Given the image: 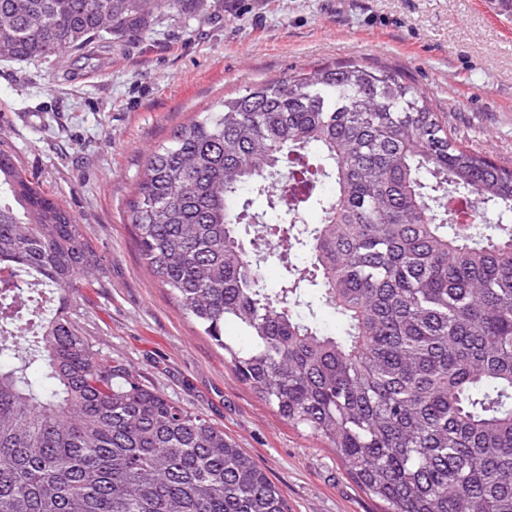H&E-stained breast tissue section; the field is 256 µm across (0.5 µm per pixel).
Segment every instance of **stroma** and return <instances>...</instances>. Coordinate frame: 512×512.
Masks as SVG:
<instances>
[{"instance_id":"35a3bbf8","label":"stroma","mask_w":512,"mask_h":512,"mask_svg":"<svg viewBox=\"0 0 512 512\" xmlns=\"http://www.w3.org/2000/svg\"><path fill=\"white\" fill-rule=\"evenodd\" d=\"M385 65L459 136L512 165V8L503 0H218L159 14L100 59L0 61V140L81 224L100 285L71 305L96 349L201 412L255 460L289 512H380L326 444L289 426L145 268L126 211L148 153L195 113L299 68Z\"/></svg>"}]
</instances>
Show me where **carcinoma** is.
Listing matches in <instances>:
<instances>
[{"mask_svg":"<svg viewBox=\"0 0 512 512\" xmlns=\"http://www.w3.org/2000/svg\"><path fill=\"white\" fill-rule=\"evenodd\" d=\"M206 5L0 0V61L142 38L158 14ZM311 210L319 223L301 227ZM127 223L239 380L383 512H512V167L465 144L424 91L357 63L250 86L148 154ZM99 267L0 142V512H288L223 430L94 348L70 292ZM312 287L345 336L317 326Z\"/></svg>","mask_w":512,"mask_h":512,"instance_id":"cac0c4a2","label":"carcinoma"}]
</instances>
